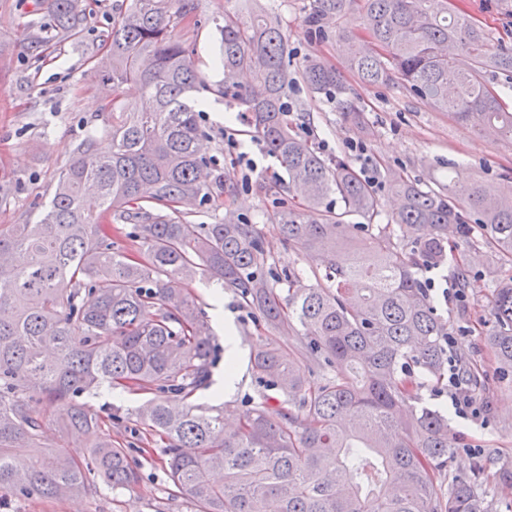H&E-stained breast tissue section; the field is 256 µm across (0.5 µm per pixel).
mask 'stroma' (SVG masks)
<instances>
[{
  "mask_svg": "<svg viewBox=\"0 0 512 512\" xmlns=\"http://www.w3.org/2000/svg\"><path fill=\"white\" fill-rule=\"evenodd\" d=\"M35 0H0V229L35 223L51 198L62 169L73 149L89 131H102L109 120L103 112L105 87L93 72L103 41L112 27V16L127 0H86L83 37L77 42H57L47 14L36 11ZM487 29L492 43L512 51V0H449ZM195 17L180 32L186 45L196 49L202 62L216 57L221 43L219 25L225 15L247 22L255 7L278 17L288 38L294 66L319 61L341 71V92H313L296 83L289 93L297 126L310 127L313 142L327 161L350 160L354 169L396 171L422 186L436 188L448 182L449 164H459L475 182L501 184L512 169V139L482 135L473 124L432 108L394 87H369L348 71L337 33L363 35L361 14L352 9L331 23L320 35L306 23L311 0H198ZM356 102L362 122L340 112V99ZM214 108L204 110L200 125L209 136L210 153L218 172L229 174L232 194L220 206L189 207L195 224H217L225 217L260 225L264 246L275 271L292 270L309 278L305 256L288 249L274 229L285 203L292 198L288 177L269 157L261 141L244 138L243 145L258 165L251 186H243L234 155L224 145L225 127H238L242 108L232 98H215ZM364 143L362 158H351L346 144ZM465 268L477 286L460 297L434 298L439 315L448 324L449 357L477 365L470 391L481 414L477 419L455 415L447 386L422 391L424 403L445 413L459 441L448 464L449 477L478 478L492 512H512V380L503 378L485 342L493 292L507 269L499 267L482 241L457 242L451 258L438 270L436 286L454 284L458 268ZM206 315L222 309L232 318L238 338L239 380L232 390L196 393L198 403L223 408L227 418L257 399L263 387L250 371L252 344L264 338L261 314L246 306L231 288L216 289L206 279L189 282ZM88 402L102 418L111 419L112 436L127 448L141 472L129 490L103 485L96 498L81 495L62 501L16 497L6 512H155L171 483L162 463L163 445L147 435L143 425L130 417L139 395L124 392L113 397L108 390L89 396Z\"/></svg>",
  "mask_w": 512,
  "mask_h": 512,
  "instance_id": "35a3bbf8",
  "label": "stroma"
}]
</instances>
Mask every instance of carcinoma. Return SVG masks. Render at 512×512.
I'll list each match as a JSON object with an SVG mask.
<instances>
[{"label":"carcinoma","instance_id":"carcinoma-1","mask_svg":"<svg viewBox=\"0 0 512 512\" xmlns=\"http://www.w3.org/2000/svg\"><path fill=\"white\" fill-rule=\"evenodd\" d=\"M47 2L58 42L77 39L82 0ZM353 6L368 39H339L361 82L396 86L462 122L477 115L484 132L512 137V107L486 83L490 73L512 80V52L492 49L471 15L448 0H312L307 22L320 28ZM197 10L198 0H129L112 17L97 63L112 86L109 150L86 137L36 223L0 230V507L14 496L91 494L97 479L114 490L139 482L110 426L83 455L67 451L105 425L84 396L120 386L143 396L134 416L165 444L170 479L199 512H491L474 479L449 480L446 496L438 488L454 432L447 416L420 405V391L448 381V332L420 271L448 262L454 234H478L512 263V188L457 178L426 189L394 174L392 223H351L377 213L378 190L294 130L283 27L262 13L249 24L226 15L217 93L252 74L249 93L235 99L316 213L303 222L288 207L276 224L312 278H269L262 228L192 224L179 208L222 197L230 181L213 172L195 99L205 78L177 37ZM300 77L316 93L341 88L320 62ZM130 87L149 106L132 105ZM332 195L336 210L325 208ZM89 198L99 213L86 210ZM463 209L477 220L465 229ZM107 218L134 225L136 251L114 245ZM200 273L237 290L267 332L299 336L305 358L328 372L307 381L294 356L265 339L250 351L251 372L280 399L260 394L231 430L219 408L190 402L211 382L213 332L197 298L168 281ZM491 317L487 345L512 372V276L493 294ZM170 394L185 404L171 407ZM44 401L68 410L55 445L45 442ZM20 443L28 456L14 454Z\"/></svg>","mask_w":512,"mask_h":512}]
</instances>
